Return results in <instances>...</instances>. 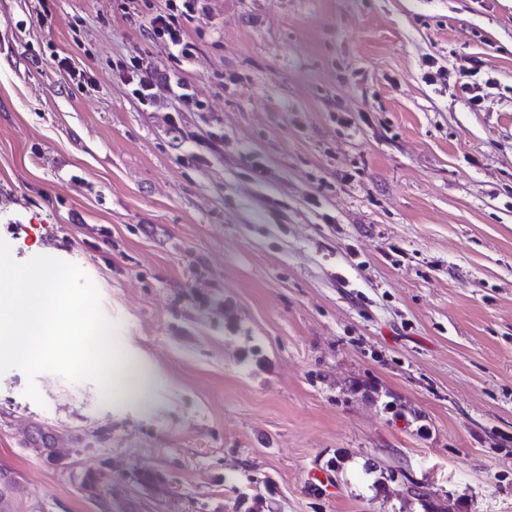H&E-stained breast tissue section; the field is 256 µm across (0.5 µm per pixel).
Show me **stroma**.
Here are the masks:
<instances>
[{"instance_id": "1", "label": "stroma", "mask_w": 512, "mask_h": 512, "mask_svg": "<svg viewBox=\"0 0 512 512\" xmlns=\"http://www.w3.org/2000/svg\"><path fill=\"white\" fill-rule=\"evenodd\" d=\"M205 5L186 59L161 0H0V239L148 379L1 374L12 512H93L100 469L113 512H512V0ZM144 54L199 107L134 100ZM112 486V474L105 472H88L81 478V488L90 500H94L98 492ZM94 511L112 512V492L105 491L93 502Z\"/></svg>"}]
</instances>
